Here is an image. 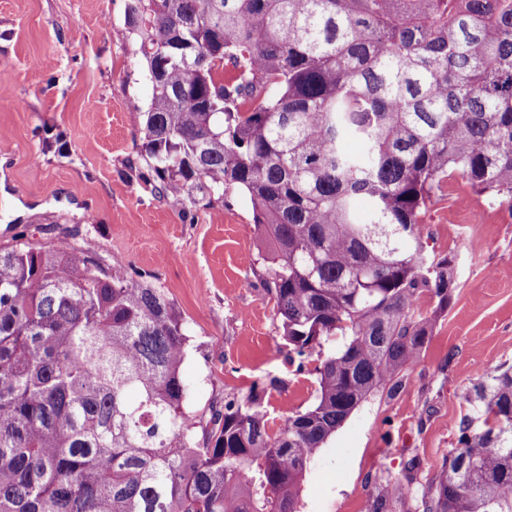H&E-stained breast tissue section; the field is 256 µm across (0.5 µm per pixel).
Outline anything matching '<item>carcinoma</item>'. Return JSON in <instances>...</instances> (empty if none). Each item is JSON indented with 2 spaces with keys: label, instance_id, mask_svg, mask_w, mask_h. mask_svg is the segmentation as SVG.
<instances>
[{
  "label": "carcinoma",
  "instance_id": "carcinoma-1",
  "mask_svg": "<svg viewBox=\"0 0 512 512\" xmlns=\"http://www.w3.org/2000/svg\"><path fill=\"white\" fill-rule=\"evenodd\" d=\"M125 26L151 87V191L182 209L249 195L289 359L319 361L315 400L272 432L256 385L199 440L163 288L74 246L0 245V512H297L329 437L408 381L430 333L415 303L452 300L454 260H428L419 228L441 183L512 212V0H127ZM465 400L477 415L441 470L394 494L512 512V366Z\"/></svg>",
  "mask_w": 512,
  "mask_h": 512
}]
</instances>
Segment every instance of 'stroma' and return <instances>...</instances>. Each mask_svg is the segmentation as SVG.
I'll return each instance as SVG.
<instances>
[{
  "label": "stroma",
  "mask_w": 512,
  "mask_h": 512,
  "mask_svg": "<svg viewBox=\"0 0 512 512\" xmlns=\"http://www.w3.org/2000/svg\"><path fill=\"white\" fill-rule=\"evenodd\" d=\"M127 0H0V245H70L165 288L189 335L186 407L208 422L213 404L266 384L269 426L315 396L297 371L275 301L255 262L251 203L237 189L172 208L145 179L142 119L151 89L125 26ZM429 257L455 258L447 311H417L432 332L396 394L377 392L311 464L298 512H365L414 474L440 469L471 408L462 396L487 369L512 365V212L461 178L441 184L421 226Z\"/></svg>",
  "instance_id": "35a3bbf8"
}]
</instances>
